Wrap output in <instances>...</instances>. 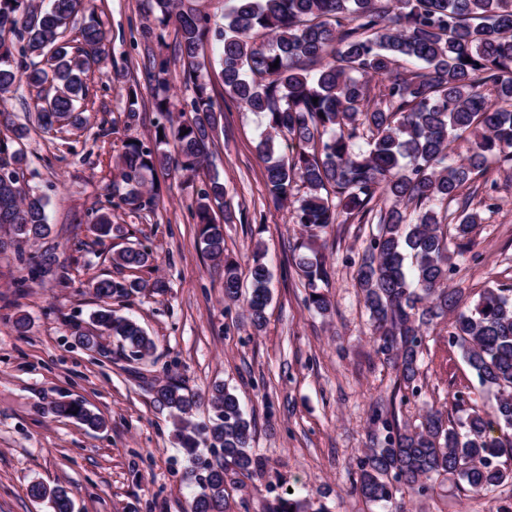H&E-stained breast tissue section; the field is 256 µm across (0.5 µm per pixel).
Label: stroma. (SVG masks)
Wrapping results in <instances>:
<instances>
[{
    "instance_id": "obj_1",
    "label": "stroma",
    "mask_w": 512,
    "mask_h": 512,
    "mask_svg": "<svg viewBox=\"0 0 512 512\" xmlns=\"http://www.w3.org/2000/svg\"><path fill=\"white\" fill-rule=\"evenodd\" d=\"M94 15L107 31L109 52L86 77L85 128L48 134L31 125L36 102L22 87L4 104L10 121L28 127L26 188L48 201V238L24 244L22 252L55 249L69 278L28 282L18 252H0V512H49L29 494L35 482L66 490L74 512H190L196 488L183 480L188 457L150 391L171 374L201 396L196 423L211 417L207 399L218 382L234 390L255 422L252 448L267 470L262 478L228 483L231 512H268L287 496L324 512H387L352 490L373 432L369 406L392 404L402 422L431 407L453 420L457 393L480 405L489 395L442 323L425 338L421 396L392 401L396 374L376 351L355 283L377 227L334 224L313 239L274 205L258 153L265 120L225 94L215 41L201 51L208 92L222 110L210 169L223 180L233 214L224 227L226 256L244 272L262 249L272 272L263 329L255 330L243 302L225 300L222 271L202 249L188 210L200 177L157 173L152 208L113 209L112 221L124 225L125 235L98 236L94 212L112 198L123 142L150 141L155 99L165 95L179 104L192 88L173 60L174 38L162 46L143 38L154 23L148 0H95ZM159 55L170 61L164 85L152 77ZM131 87L140 102L133 115L125 107ZM483 179L496 184L497 207L485 213L475 248L458 259L450 281L473 298L486 286L512 285V182L495 165ZM308 241L330 270L325 292L332 308L324 315L307 306L293 257ZM139 243L151 247V265H113L114 251ZM159 277L169 284L162 295L146 290L100 299L90 288L97 278ZM102 306L135 317L154 338L149 363L127 361L108 336L97 349L76 344V331L89 329L90 314ZM21 314L31 320L22 336L12 325ZM59 400L83 402L104 427L94 431L57 417L51 406ZM401 502L405 512H512V482L474 495L445 476L426 495L406 494Z\"/></svg>"
}]
</instances>
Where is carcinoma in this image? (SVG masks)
I'll return each instance as SVG.
<instances>
[{"mask_svg": "<svg viewBox=\"0 0 512 512\" xmlns=\"http://www.w3.org/2000/svg\"><path fill=\"white\" fill-rule=\"evenodd\" d=\"M91 9L92 0H49L46 7L37 0H0V94L21 84L36 94L35 122L47 133L60 132L62 123L82 124L83 76L102 61L106 32L91 20L74 43L62 37L78 13ZM150 11L157 25L145 34L162 44L174 26L194 96L179 109L167 96L155 100L165 121L155 125L152 145L124 143L114 194L132 211L145 208L154 202L147 186L157 170L194 176L207 162L221 114L208 93L200 50L214 36L222 46L226 94L265 118L259 148L272 200L285 208L296 185L306 188L294 223L312 237L354 218L381 226L361 257L356 283L378 352L393 363L400 400L420 395L424 332L445 319L449 342L494 396L492 405L470 407L456 423L430 409L419 423L402 426L376 404L370 420L385 435L366 449L353 489L387 504L403 487L421 493L448 474L476 494L512 480V469L501 461L512 458V287L489 286L469 304L462 289L448 286L454 257L470 249L483 222L481 210L494 208L493 197H478L474 183L491 159L512 170V0H234L216 30L184 0H151ZM176 109L183 116L177 122L170 118ZM26 131L23 126L0 136V171L16 175L0 180V224L9 230L0 250L50 232L44 197L17 179L24 174ZM280 136L303 145L302 151L277 155ZM458 140L465 152L456 156L451 144ZM169 145L174 152L165 150ZM224 196V183L213 173L190 210L205 252L224 268V297L236 301L242 285L238 264L224 257V224L231 221ZM452 201L457 210L441 214L439 205ZM94 224L104 237L123 232L100 208ZM18 257L31 282L67 279L53 248ZM152 260V251L140 244L112 256L117 268ZM297 265L309 305L328 312L331 303L318 287L328 279L326 264L301 255ZM249 275L247 311L260 328L271 273L257 257ZM147 287L162 295L168 283L101 278L91 284L96 296L109 298ZM92 324L132 361L155 349L131 316L99 310ZM151 391L189 457L184 478L199 488L191 512H226L228 477L251 478L263 467L250 448L254 422L222 384L211 389L213 415L202 428L192 421L198 396L182 379L169 376ZM52 410L93 428L103 425L78 401H59ZM201 441L219 451L203 468ZM29 494L48 501L52 512H72L62 490L38 483Z\"/></svg>", "mask_w": 512, "mask_h": 512, "instance_id": "obj_1", "label": "carcinoma"}]
</instances>
